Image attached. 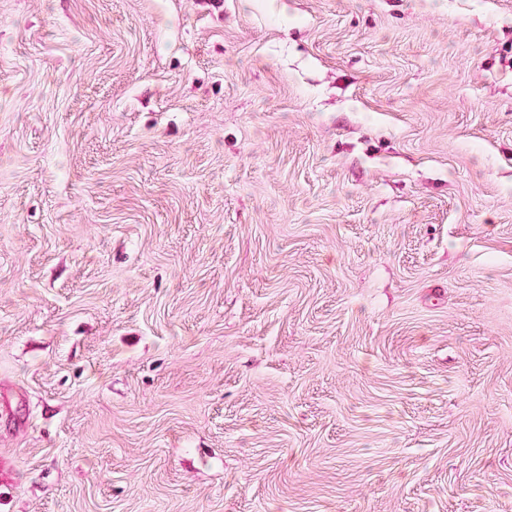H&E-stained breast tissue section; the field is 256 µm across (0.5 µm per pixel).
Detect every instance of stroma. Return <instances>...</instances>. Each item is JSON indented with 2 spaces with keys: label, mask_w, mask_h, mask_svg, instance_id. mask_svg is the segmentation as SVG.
Wrapping results in <instances>:
<instances>
[{
  "label": "stroma",
  "mask_w": 512,
  "mask_h": 512,
  "mask_svg": "<svg viewBox=\"0 0 512 512\" xmlns=\"http://www.w3.org/2000/svg\"><path fill=\"white\" fill-rule=\"evenodd\" d=\"M0 512H512V0H0Z\"/></svg>",
  "instance_id": "35a3bbf8"
}]
</instances>
